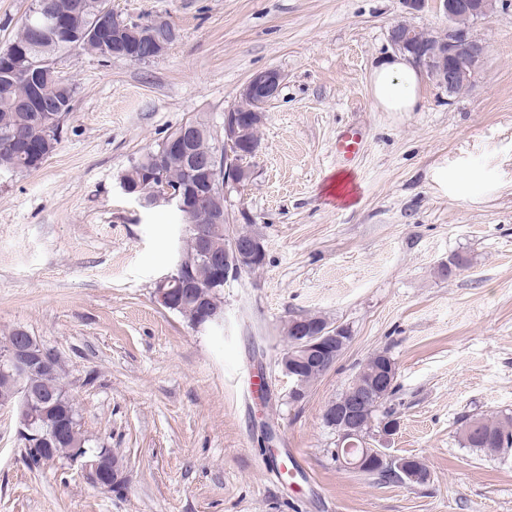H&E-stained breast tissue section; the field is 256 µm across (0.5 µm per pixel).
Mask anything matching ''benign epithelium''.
Here are the masks:
<instances>
[{
	"mask_svg": "<svg viewBox=\"0 0 512 512\" xmlns=\"http://www.w3.org/2000/svg\"><path fill=\"white\" fill-rule=\"evenodd\" d=\"M430 1L447 18L446 28L426 33L399 21L389 31V42L394 52L409 57L448 94L457 95L469 87L486 54V45L473 35L472 25L494 11L496 0H403V5L408 11L416 12ZM178 37V29L165 17L142 24L113 13L112 53L131 62L161 57ZM283 82L284 75L279 70L268 68L254 72L242 86L237 104L224 114V145L228 147L223 153L224 169L218 167V155L204 156L194 150L197 131L191 126L167 140L163 154V164L184 165L185 191L173 190L158 171L148 174L144 182L120 180L122 191L144 206L165 203L185 218H197L185 225V231L192 234L196 251L209 265L212 279L205 285L194 281L187 263L179 262L157 281L155 299L163 308L183 312L185 296L192 289L202 286L218 289L265 259L264 238L260 233L232 235L224 244V252L216 253L211 247L209 231L226 223L224 209L213 205L223 187H242L251 179L245 159L256 155L259 149L252 133L263 124L266 108L279 96ZM192 317L196 326L214 327L224 323V311L207 304L196 305ZM349 343L350 336L339 325L314 323L309 319L293 321L290 342L281 359L283 373L292 381L291 399L302 401L314 383L313 375L326 372ZM0 362L7 366V375L20 382L19 387L10 388L0 403L17 408L24 435L35 439L42 449H52L56 441L76 426L77 419L70 412H54L55 403L34 407V387L24 384V380L38 370L51 368L55 359L21 329L15 346L0 356ZM395 376V364L389 358L373 371L369 384L354 388L348 400L333 402L326 408L327 420L336 430V451L346 463L358 466L372 452L364 430L368 423L367 408L372 400H380L392 391ZM71 458L82 462L87 479L95 486L115 493L126 489L127 465L109 449L74 448Z\"/></svg>",
	"mask_w": 512,
	"mask_h": 512,
	"instance_id": "benign-epithelium-1",
	"label": "benign epithelium"
}]
</instances>
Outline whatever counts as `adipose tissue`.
Instances as JSON below:
<instances>
[{"instance_id": "1", "label": "adipose tissue", "mask_w": 512, "mask_h": 512, "mask_svg": "<svg viewBox=\"0 0 512 512\" xmlns=\"http://www.w3.org/2000/svg\"><path fill=\"white\" fill-rule=\"evenodd\" d=\"M369 93L384 112H417L423 106L422 76L399 54L382 57L369 75Z\"/></svg>"}]
</instances>
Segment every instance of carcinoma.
<instances>
[{
    "mask_svg": "<svg viewBox=\"0 0 512 512\" xmlns=\"http://www.w3.org/2000/svg\"><path fill=\"white\" fill-rule=\"evenodd\" d=\"M41 12L37 16L25 15L13 39L0 49V172H32L37 170L28 160L17 153L14 140L32 137L36 140L53 132L63 124L73 110L75 95L70 93V82L59 76L54 61L58 57L80 49L105 62L112 61V39L97 33L100 20L112 17V11L105 10L106 0H82L84 7L71 8L72 0H38ZM49 14L64 18V29L60 33H46L38 29L40 17ZM25 57L28 70L39 69L51 72V76L40 85V96L45 106L34 109L23 104L30 99L32 84L23 72L8 71L5 66L14 63L17 53ZM151 149L139 157L125 173V178H140V170L151 165L154 153ZM33 381L41 391V397L60 396L65 393L62 375L58 370L44 371L34 376ZM477 422L483 431L470 436L467 426ZM462 429L463 444L466 448L494 454L500 459L512 460V417L489 419L475 417L465 420ZM68 443L62 441L54 453L43 455L29 450L27 464L38 467L41 460L67 455ZM361 471L375 473L382 477H398L390 466L381 465L373 458L363 462Z\"/></svg>",
    "mask_w": 512,
    "mask_h": 512,
    "instance_id": "cac0c4a2",
    "label": "carcinoma"
}]
</instances>
